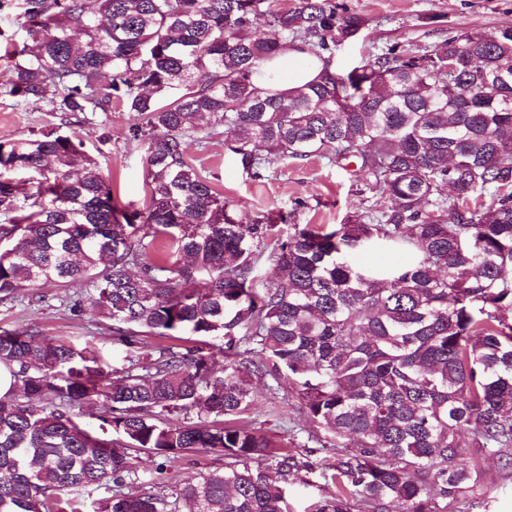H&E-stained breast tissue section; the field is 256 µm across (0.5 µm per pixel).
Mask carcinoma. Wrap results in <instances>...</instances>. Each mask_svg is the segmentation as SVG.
<instances>
[{
	"label": "carcinoma",
	"mask_w": 512,
	"mask_h": 512,
	"mask_svg": "<svg viewBox=\"0 0 512 512\" xmlns=\"http://www.w3.org/2000/svg\"><path fill=\"white\" fill-rule=\"evenodd\" d=\"M364 25L336 0H26L5 94L59 95L73 114L122 103L147 200L119 206L66 136L0 142V299L85 280L128 352L113 370L88 346L0 327L14 377L0 512H292L303 464L241 420L256 381L288 383L333 441L316 512H457L483 494L482 458L512 468V25L331 70ZM295 52L322 64L314 80L262 70ZM221 134L252 178L281 160L354 163L375 201L286 238L288 212L245 224L188 154ZM380 250L399 262L357 261ZM182 335L200 341L140 352ZM86 403L102 408L96 430ZM194 448L224 469L171 495L125 491L134 453L162 468Z\"/></svg>",
	"instance_id": "carcinoma-1"
}]
</instances>
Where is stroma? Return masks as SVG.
<instances>
[{"mask_svg": "<svg viewBox=\"0 0 512 512\" xmlns=\"http://www.w3.org/2000/svg\"><path fill=\"white\" fill-rule=\"evenodd\" d=\"M348 12L364 19L360 34L336 50L335 65L348 70L370 53L400 43L418 51L445 38L449 31L475 29L493 34L512 25V0H339ZM25 0H0V140L29 138L56 131L79 140L84 150L96 157L109 177L112 193L125 203L144 205V149L129 136L134 118L121 105L108 112L70 114L56 111L46 100L23 101L3 94L13 60L7 39L21 38L20 21ZM190 154L201 164L212 186L234 204L239 219L252 223L271 211L291 212V224H344L364 212L369 192L352 171L327 164L321 159L280 161L270 165L264 178H250L230 159L223 138L191 146ZM90 290L81 284L59 287L48 283L25 290L13 301H0V326L24 328L38 335L67 337L100 348L116 367L125 362L124 346L114 344L112 332L91 312L70 315L64 301L87 300ZM253 416L258 427L276 445L293 450L313 469L301 472L290 488L294 512H312L313 505L327 496L322 476L334 451L310 441L316 426L301 413L292 397L273 400L265 386H258ZM224 467L221 454L198 448L157 470L149 455L137 463L135 490L155 493ZM487 491L459 512H512V470L494 460L483 463Z\"/></svg>", "mask_w": 512, "mask_h": 512, "instance_id": "35a3bbf8", "label": "stroma"}]
</instances>
